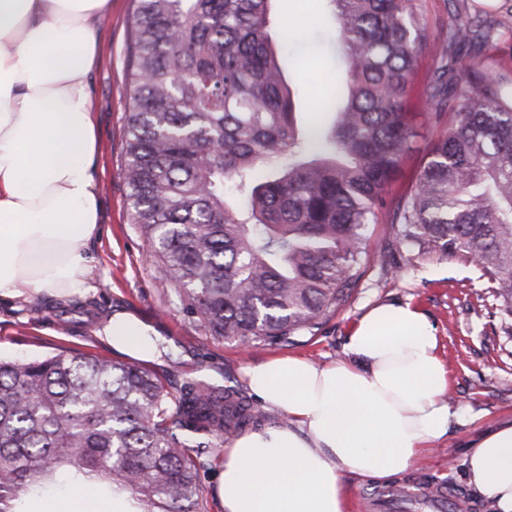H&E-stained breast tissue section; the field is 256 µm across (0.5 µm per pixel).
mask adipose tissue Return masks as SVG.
Instances as JSON below:
<instances>
[{
  "label": "adipose tissue",
  "mask_w": 512,
  "mask_h": 512,
  "mask_svg": "<svg viewBox=\"0 0 512 512\" xmlns=\"http://www.w3.org/2000/svg\"><path fill=\"white\" fill-rule=\"evenodd\" d=\"M110 0H0V301H59L93 290L91 246L102 233L98 151L88 75ZM113 350L148 360L159 334L131 312L111 314ZM344 360L288 356L244 371L266 423L224 450L221 512H346V476L389 482L448 432L450 384L426 314L377 305L354 323ZM467 485L493 512H512V424L465 451Z\"/></svg>",
  "instance_id": "ef3b65f1"
}]
</instances>
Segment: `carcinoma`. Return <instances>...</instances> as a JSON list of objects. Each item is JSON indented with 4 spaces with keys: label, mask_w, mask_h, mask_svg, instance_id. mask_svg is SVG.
<instances>
[{
    "label": "carcinoma",
    "mask_w": 512,
    "mask_h": 512,
    "mask_svg": "<svg viewBox=\"0 0 512 512\" xmlns=\"http://www.w3.org/2000/svg\"><path fill=\"white\" fill-rule=\"evenodd\" d=\"M274 0H135L123 178L159 278L205 331L248 348L315 335L349 301L388 215L411 258L475 264L512 330V70L495 25L432 30L417 0H328L343 80L297 121ZM435 62L439 131L415 186L389 187L415 129L414 63ZM230 387L65 349L0 360V512L94 484L133 512H206L202 458L264 422Z\"/></svg>",
    "instance_id": "obj_1"
}]
</instances>
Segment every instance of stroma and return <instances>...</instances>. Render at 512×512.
I'll use <instances>...</instances> for the list:
<instances>
[{"label":"stroma","instance_id":"35a3bbf8","mask_svg":"<svg viewBox=\"0 0 512 512\" xmlns=\"http://www.w3.org/2000/svg\"><path fill=\"white\" fill-rule=\"evenodd\" d=\"M133 11V0H112L99 25L98 59L90 75L99 139L94 175L101 188L103 223L93 249L96 289L88 296L91 312L62 315L56 303L43 297L1 303L0 358L41 359L64 348L112 357L111 346L100 334L101 317L125 308L153 324L160 334L166 354L149 364L158 377L176 386L196 380L242 389L244 368L274 357L300 355L322 365L338 361L345 337L367 308L408 300L426 312L441 341L451 376L448 403L462 416L396 484L407 492L426 486L454 496L466 493L463 461L468 442L491 426L512 421V336L505 333L492 309L493 299L479 269L461 260L412 261L396 245L388 255L396 274L385 273L378 260H371L348 304L331 315L316 335L248 350L210 336L187 298L159 280L156 261L138 225L131 222L121 166L133 102L127 68ZM274 11L290 30L284 52L290 60L298 109L304 112L344 72L331 39L326 4L324 0H276ZM419 13L432 27L483 18L512 27V0H498L493 6L482 0H419ZM433 69L432 59L421 57L409 81L406 109L418 134L391 182L396 197L415 185L427 158L431 134L423 122Z\"/></svg>","mask_w":512,"mask_h":512}]
</instances>
